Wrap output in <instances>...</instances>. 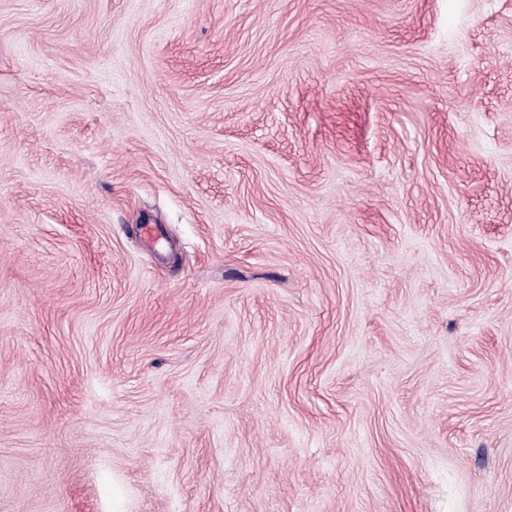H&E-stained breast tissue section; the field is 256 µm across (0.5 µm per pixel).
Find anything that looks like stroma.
Masks as SVG:
<instances>
[{"instance_id": "stroma-1", "label": "stroma", "mask_w": 512, "mask_h": 512, "mask_svg": "<svg viewBox=\"0 0 512 512\" xmlns=\"http://www.w3.org/2000/svg\"><path fill=\"white\" fill-rule=\"evenodd\" d=\"M0 512H512V0H0Z\"/></svg>"}]
</instances>
